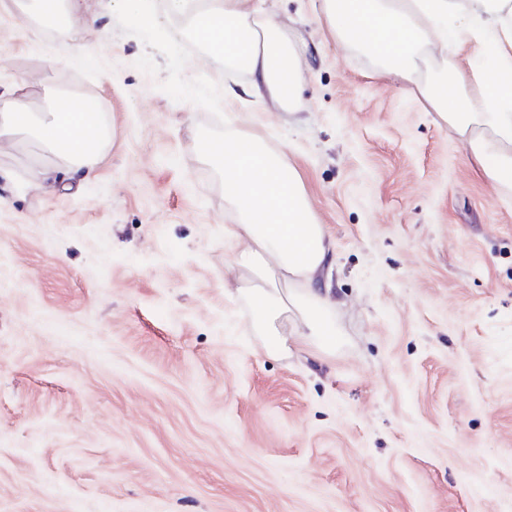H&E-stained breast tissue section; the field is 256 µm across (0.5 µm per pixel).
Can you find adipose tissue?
<instances>
[{"instance_id":"obj_1","label":"adipose tissue","mask_w":512,"mask_h":512,"mask_svg":"<svg viewBox=\"0 0 512 512\" xmlns=\"http://www.w3.org/2000/svg\"><path fill=\"white\" fill-rule=\"evenodd\" d=\"M318 19L346 44L369 53L383 74L402 80L464 139L488 179L512 185V0H320ZM191 23L208 43L241 64L250 82L226 89L234 100L256 97L281 108L295 105L303 61L262 0H211ZM491 54L497 77L485 81L468 45ZM23 84L0 90V145L29 132L89 177L105 131L95 101L63 92L50 111H29ZM214 155L224 195L239 220L228 234L239 244L234 263L254 274L248 291L254 326L277 354L289 336L327 352L336 345L328 316L333 287L325 269L333 256L296 171L257 141L231 137Z\"/></svg>"}]
</instances>
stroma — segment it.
<instances>
[{
  "mask_svg": "<svg viewBox=\"0 0 512 512\" xmlns=\"http://www.w3.org/2000/svg\"><path fill=\"white\" fill-rule=\"evenodd\" d=\"M94 28L0 14L32 111L98 102L90 181L0 149V512H512V186L319 0H265L303 53L297 108L212 97L169 0H75ZM81 57L64 77L48 54ZM280 154L333 251L336 346L255 335L204 136Z\"/></svg>",
  "mask_w": 512,
  "mask_h": 512,
  "instance_id": "1",
  "label": "stroma"
}]
</instances>
